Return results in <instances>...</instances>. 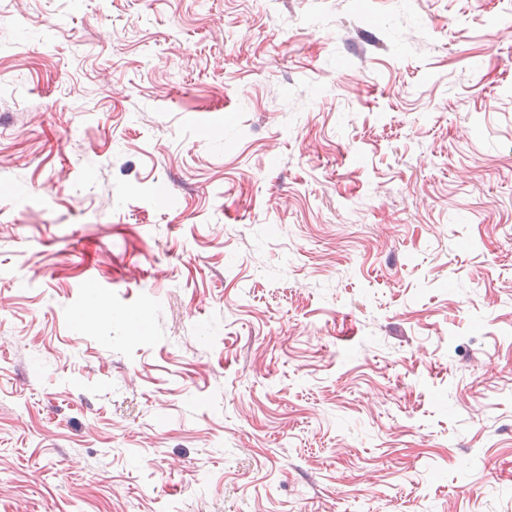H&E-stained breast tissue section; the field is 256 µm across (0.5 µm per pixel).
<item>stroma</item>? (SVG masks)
<instances>
[{
    "mask_svg": "<svg viewBox=\"0 0 512 512\" xmlns=\"http://www.w3.org/2000/svg\"><path fill=\"white\" fill-rule=\"evenodd\" d=\"M507 9L0 0V512H512Z\"/></svg>",
    "mask_w": 512,
    "mask_h": 512,
    "instance_id": "obj_1",
    "label": "stroma"
}]
</instances>
